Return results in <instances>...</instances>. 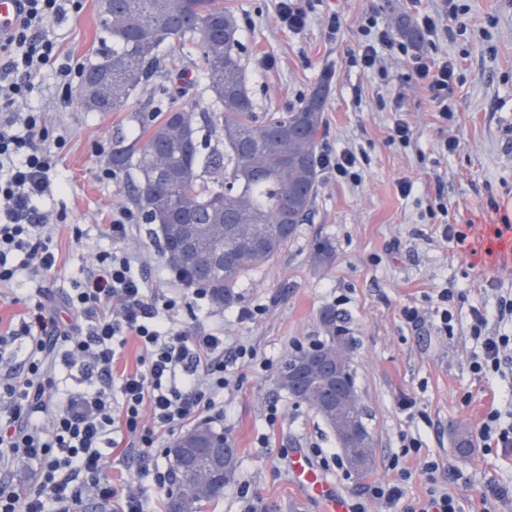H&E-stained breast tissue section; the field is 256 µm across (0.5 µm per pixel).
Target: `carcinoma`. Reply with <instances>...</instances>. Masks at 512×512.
Listing matches in <instances>:
<instances>
[{"label":"carcinoma","instance_id":"obj_1","mask_svg":"<svg viewBox=\"0 0 512 512\" xmlns=\"http://www.w3.org/2000/svg\"><path fill=\"white\" fill-rule=\"evenodd\" d=\"M112 24L99 21L102 48L84 68L83 86L112 69V93L97 111L127 112L130 97L144 85H153L160 98L168 85L160 69L162 49L190 44L199 54L208 105L167 104L147 117L138 115L141 133L130 140L112 138L109 164L117 175L135 179L132 202L149 224V236L159 244L168 238L170 225L184 214L194 216L205 229L209 252L226 253L221 263L199 258L191 263L166 253L171 268L194 285H203L217 305L237 300L240 280L271 264L306 221L320 186L317 162L324 126L327 86L313 87L289 112H268L259 117L245 83L239 52V24L232 10L219 0H111ZM164 167L166 180L155 179ZM328 341L290 356L279 385L294 399L288 383L294 366L348 346L336 329V314L321 313ZM333 396L318 389L302 402L335 433V418L325 409ZM201 427L224 440L233 456L227 475L203 490L185 487L182 463L168 455L173 486L166 492L165 512H202L224 495L236 468L235 448L224 432L206 423Z\"/></svg>","mask_w":512,"mask_h":512}]
</instances>
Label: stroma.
<instances>
[{
	"label": "stroma",
	"instance_id": "obj_1",
	"mask_svg": "<svg viewBox=\"0 0 512 512\" xmlns=\"http://www.w3.org/2000/svg\"><path fill=\"white\" fill-rule=\"evenodd\" d=\"M223 3L240 24L246 86L256 112L291 111L313 86L327 83L319 148L354 152L361 179L352 184L321 174L310 219L272 264L241 280L237 301L211 306L206 315L184 309L176 315L192 333L223 326L229 346L224 355L229 384L219 396L224 418L215 427L231 439L237 465L223 497L205 512H245L249 503L256 512H324L327 500L335 498L349 508L361 501L367 512H384L365 500L367 481L398 479L406 500L422 499L420 469L427 459L440 462L437 476L460 497L464 512H481L487 485L512 487V455L478 444L469 456H460L449 431L457 425L477 431L489 403L512 396V380L474 375L471 360L480 346L470 331L472 308L493 306L497 291L512 290V262H489L479 247L489 225L512 221V156L502 150L504 124L512 118V0H421L417 9L411 0H315L298 34L279 23L278 0ZM453 3L464 8L455 19L447 15ZM97 7L98 0H79L77 9L49 22L45 32L61 57L88 63L99 45ZM331 10L341 16L333 36L324 20ZM419 10L444 17L434 43H421V50L436 47L457 64L448 95L459 115V146L452 153L442 146L443 125L424 90L401 81L405 59H386L382 74L364 71L357 62L366 12H374L378 24L398 39L402 23H414ZM262 56L271 58L272 66L259 69ZM163 64L172 76L175 103L195 100L203 82L195 52L181 45L165 48ZM396 96L402 100L400 116L414 132L406 148L388 141L397 116L388 104ZM54 97L47 76L30 100L43 110L50 132L65 140L55 169L63 190L51 203L63 215L53 228L58 264L48 275L24 271L33 295L42 288L66 293L88 271L93 253L111 249L102 227L113 210L129 206L131 184L120 176L101 178L107 158L97 147L111 144L113 133L130 138L139 133L131 112L86 111L77 92L63 106ZM402 179L413 185L406 197L397 189ZM438 194L448 207L447 222L465 227V242L444 238V224L431 217ZM76 225L83 231L79 240L73 237ZM321 241L333 247L325 263L313 259ZM443 288L455 293L448 333L438 312ZM406 306L419 309L418 325L403 320ZM245 308L256 310L255 319L237 321ZM325 308L336 311L350 338L355 390L373 437L374 467L367 478L345 464H323V454L338 450L335 436L278 382L286 358L325 341L320 320ZM238 343L252 346L257 362L237 359L231 348ZM407 437L421 438L419 453L392 464ZM297 456L318 472L319 489L297 480L292 469ZM451 463L461 465V479L449 480ZM403 469L408 479H400Z\"/></svg>",
	"mask_w": 512,
	"mask_h": 512
}]
</instances>
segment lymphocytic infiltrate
<instances>
[{
    "label": "lymphocytic infiltrate",
    "mask_w": 512,
    "mask_h": 512,
    "mask_svg": "<svg viewBox=\"0 0 512 512\" xmlns=\"http://www.w3.org/2000/svg\"><path fill=\"white\" fill-rule=\"evenodd\" d=\"M67 0H19L14 28L0 36L6 80H0V283L23 290L14 256L29 268L49 273L57 265V247L48 231L51 215L41 203L53 193L56 149L44 114L20 112L16 105L38 90L36 78L49 71L57 80L60 102L74 89L76 69L60 61L55 42L43 29L66 12ZM359 57L371 70L381 54L407 56L404 81L420 86L436 105L441 122L454 121L448 92L456 63L437 53L409 52L388 30L366 17ZM151 255L138 250L100 251L93 270L72 292L55 297L40 293L27 307L19 328L0 333V345L26 340V361L19 370L0 374V464L32 466L34 486L21 490L0 481V512H73L90 500L112 512H146L131 483L114 484L105 472L107 450L152 471L157 486L169 485L171 471L158 466L159 435L202 413L216 409L224 376V330L192 334L174 320L180 306L207 310L208 292L169 274V293L152 291L143 269ZM512 316V297L499 298L494 309L473 308L470 330L481 341L472 371L481 378L512 374V336L490 335V319ZM143 352L135 370H118L128 339ZM78 372L83 387L58 390L61 374ZM120 390L121 403L112 400ZM439 465L429 460L421 473L427 495L404 501L399 484L368 485L370 499L386 512H463L459 499L439 485Z\"/></svg>",
    "instance_id": "1"
}]
</instances>
